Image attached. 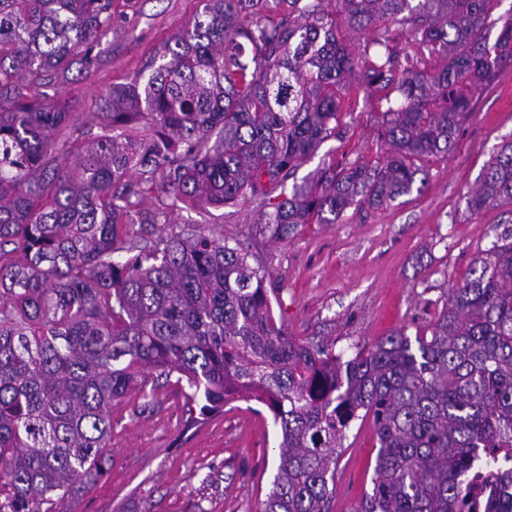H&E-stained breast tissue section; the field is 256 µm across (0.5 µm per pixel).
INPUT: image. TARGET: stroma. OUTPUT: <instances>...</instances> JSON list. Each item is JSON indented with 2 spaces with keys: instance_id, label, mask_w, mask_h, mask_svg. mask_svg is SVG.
<instances>
[{
  "instance_id": "35a3bbf8",
  "label": "stroma",
  "mask_w": 512,
  "mask_h": 512,
  "mask_svg": "<svg viewBox=\"0 0 512 512\" xmlns=\"http://www.w3.org/2000/svg\"><path fill=\"white\" fill-rule=\"evenodd\" d=\"M202 10V0H112V29L92 44L95 62L72 65L67 77L26 80L31 99L57 96L101 133L96 100L142 70L165 42ZM359 89L342 101L343 136L329 139L291 180L302 183L329 159L373 166L386 148L372 109ZM512 142V65L479 89L461 123L455 150L425 160L422 193L380 209L351 207L334 224H301L272 242L258 224L252 198L203 212L180 210L176 224L239 241L266 267L277 321L290 338L332 346L351 356L403 328L429 322L444 293L461 283L506 207L471 212L467 199L501 145ZM184 389L159 383L150 398L128 397L112 409V435L103 476L64 502L66 512H260L278 458L271 414L253 401H236L195 426L187 424ZM379 449L371 419L353 423L344 441L330 512H359L372 488Z\"/></svg>"
}]
</instances>
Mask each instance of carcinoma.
<instances>
[{"label":"carcinoma","instance_id":"cac0c4a2","mask_svg":"<svg viewBox=\"0 0 512 512\" xmlns=\"http://www.w3.org/2000/svg\"><path fill=\"white\" fill-rule=\"evenodd\" d=\"M203 2L97 103L106 124L90 137L81 113L48 94L22 100L17 84L93 64L112 0H0V512H64L103 472L112 406L173 376L194 424L238 400L272 414L279 453L262 512H328L362 414L379 441L362 512H470L474 449L491 460L512 449V228L427 329L346 358L285 334L267 271L240 243L186 224L141 247L135 226L259 197L260 223L282 240L422 192V158L454 150L474 92L512 62V13L491 45L495 0H288L277 19L270 0ZM343 24L371 34L357 56ZM402 37L415 52L400 53ZM353 85L383 92V162L332 160L272 195L336 137ZM139 117L158 138L126 134ZM63 129L75 138L55 155ZM155 190L154 208L131 202ZM503 203L512 143L468 198L474 213ZM484 510L512 512V468L494 466Z\"/></svg>","mask_w":512,"mask_h":512}]
</instances>
